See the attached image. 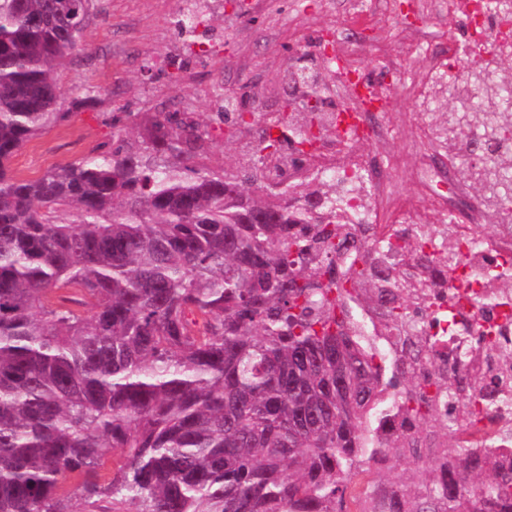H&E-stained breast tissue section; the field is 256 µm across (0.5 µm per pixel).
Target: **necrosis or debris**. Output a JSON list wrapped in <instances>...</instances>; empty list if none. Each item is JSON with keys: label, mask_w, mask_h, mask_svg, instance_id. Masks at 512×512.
<instances>
[{"label": "necrosis or debris", "mask_w": 512, "mask_h": 512, "mask_svg": "<svg viewBox=\"0 0 512 512\" xmlns=\"http://www.w3.org/2000/svg\"><path fill=\"white\" fill-rule=\"evenodd\" d=\"M349 23L334 30L335 42L354 40L351 52L335 50L331 80L337 101L320 107L324 129L307 146V158L295 164L287 154L264 151L259 168L268 184L301 185L310 177L335 182L344 189L341 210L346 220L367 224L375 240L394 241L397 229L409 228L425 250L447 255L446 229H454L459 260L449 262L443 283H421L420 304L427 329L451 341L459 323L492 344L512 347V224H495L485 205L456 176L462 155H448L431 124L410 112H393L382 83L360 82L365 50L388 57V46L364 18L367 0H347ZM417 15L459 16L465 21L463 39L438 43L421 35L405 43L407 56L418 66L401 82L416 99L425 98L436 82L446 80L459 65H480L495 56H512V0H415ZM404 134L406 148L390 151L394 135ZM410 173L405 183L402 173ZM452 295L447 306L440 295ZM474 421L458 434L460 445L479 447L488 439L512 436V399L490 414L472 402Z\"/></svg>", "instance_id": "4bbe7bcc"}]
</instances>
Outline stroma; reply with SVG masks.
Segmentation results:
<instances>
[{
  "label": "stroma",
  "mask_w": 512,
  "mask_h": 512,
  "mask_svg": "<svg viewBox=\"0 0 512 512\" xmlns=\"http://www.w3.org/2000/svg\"><path fill=\"white\" fill-rule=\"evenodd\" d=\"M209 21L224 53L204 58L186 50L173 27L181 0H96L97 16L83 40L88 50L70 58L60 78V108H69L84 83L108 90L95 107L29 140L11 168L34 179L112 141V115L130 112L131 142L147 135L160 112L205 119L214 95L232 97L241 112H278L289 66L323 75L317 40L346 21L343 0H235Z\"/></svg>",
  "instance_id": "obj_1"
}]
</instances>
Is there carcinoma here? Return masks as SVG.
I'll list each match as a JSON object with an SVG mask.
<instances>
[{"mask_svg": "<svg viewBox=\"0 0 512 512\" xmlns=\"http://www.w3.org/2000/svg\"><path fill=\"white\" fill-rule=\"evenodd\" d=\"M93 16L94 0L83 17L71 0H0V512H512V471L491 466L511 438L460 448L459 414L386 396L388 367L446 378L448 399L487 410L512 388L508 348L487 384L430 354L398 266L445 269L408 230L394 255L369 257L368 225L337 214L336 185L269 191L250 159L201 166L211 125L178 112L138 144L115 126L77 163L11 171L69 118L59 72ZM477 74L445 87L450 149L512 122L492 100L465 110L457 89ZM105 94L86 86L73 109ZM316 110L266 129L257 151L308 141ZM258 121L214 113L228 140ZM510 156L462 170L512 214ZM357 309L394 336L391 359ZM398 411L410 435L380 438Z\"/></svg>", "mask_w": 512, "mask_h": 512, "instance_id": "cac0c4a2", "label": "carcinoma"}]
</instances>
